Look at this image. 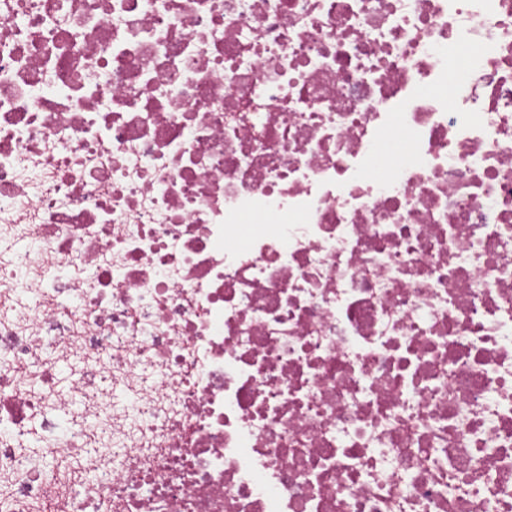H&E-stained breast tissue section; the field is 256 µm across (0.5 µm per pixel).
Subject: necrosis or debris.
Segmentation results:
<instances>
[{"instance_id": "1", "label": "necrosis or debris", "mask_w": 512, "mask_h": 512, "mask_svg": "<svg viewBox=\"0 0 512 512\" xmlns=\"http://www.w3.org/2000/svg\"><path fill=\"white\" fill-rule=\"evenodd\" d=\"M0 512H512V0H0ZM42 431L39 425V422H35L32 426V430L27 439L23 442V453L28 457H34L39 460L42 471L45 474L51 475L52 471L57 468L58 457H54L51 455H42ZM27 448H39V450L34 449V453L29 452ZM33 454H38L39 456H35Z\"/></svg>"}]
</instances>
